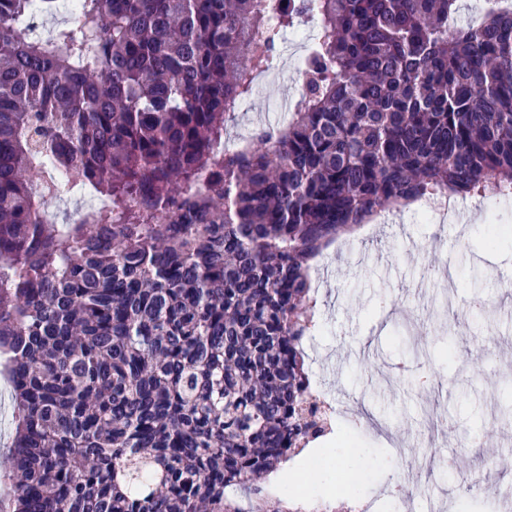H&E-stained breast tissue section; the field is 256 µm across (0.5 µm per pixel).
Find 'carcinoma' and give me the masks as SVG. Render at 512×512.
Instances as JSON below:
<instances>
[{
    "instance_id": "cac0c4a2",
    "label": "carcinoma",
    "mask_w": 512,
    "mask_h": 512,
    "mask_svg": "<svg viewBox=\"0 0 512 512\" xmlns=\"http://www.w3.org/2000/svg\"><path fill=\"white\" fill-rule=\"evenodd\" d=\"M56 3L0 0L12 512H352L278 478L330 434L311 262L434 192L512 200V9L453 29L457 0H80L36 34ZM307 15L288 125L225 150ZM64 184L109 205L50 223Z\"/></svg>"
}]
</instances>
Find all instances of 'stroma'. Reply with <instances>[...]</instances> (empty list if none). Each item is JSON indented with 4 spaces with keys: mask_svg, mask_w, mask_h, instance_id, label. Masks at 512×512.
Listing matches in <instances>:
<instances>
[{
    "mask_svg": "<svg viewBox=\"0 0 512 512\" xmlns=\"http://www.w3.org/2000/svg\"><path fill=\"white\" fill-rule=\"evenodd\" d=\"M288 36H281L269 78L243 102L230 135H250L279 119L275 99L299 92L295 65L284 62ZM476 218L468 229L426 219L414 209L388 213L385 223L361 229L315 262L312 286L319 299V329L306 348L313 384L337 406L338 430L322 439L321 454L359 453L362 469L354 490L327 478L309 484L312 499L351 496L356 512H439L460 499L465 484L486 478L490 489H512V424L502 421L512 402V293L498 288L512 274V241L485 248L488 226L512 225V204L495 195L472 200ZM446 264L434 260L436 243ZM481 277L488 314L469 308L468 282ZM481 338L487 353L476 352ZM429 377L428 388H410V377ZM452 426L445 446L468 465L453 474L407 466L422 457L428 417ZM414 491L412 505L389 496L391 486Z\"/></svg>",
    "mask_w": 512,
    "mask_h": 512,
    "instance_id": "stroma-1",
    "label": "stroma"
}]
</instances>
